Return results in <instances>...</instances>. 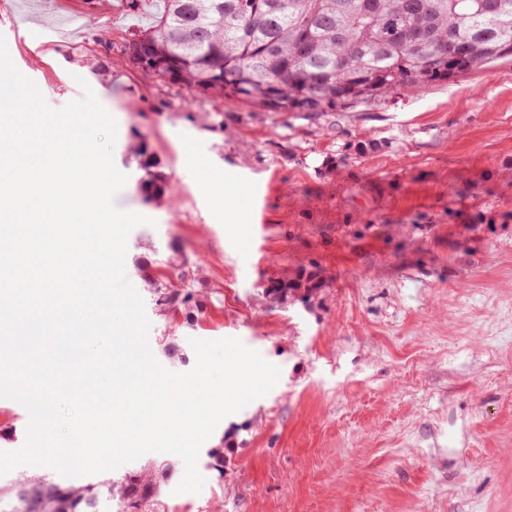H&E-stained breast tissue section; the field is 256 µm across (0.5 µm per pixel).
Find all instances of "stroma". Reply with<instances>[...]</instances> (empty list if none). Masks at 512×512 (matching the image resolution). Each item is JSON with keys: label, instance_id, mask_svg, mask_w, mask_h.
I'll return each mask as SVG.
<instances>
[{"label": "stroma", "instance_id": "35a3bbf8", "mask_svg": "<svg viewBox=\"0 0 512 512\" xmlns=\"http://www.w3.org/2000/svg\"><path fill=\"white\" fill-rule=\"evenodd\" d=\"M162 5L0 0L48 105L89 89L117 122V205L150 219L125 272L157 361L186 372L191 339L236 338L281 369L204 442L200 493H176L184 464L156 452L109 478L166 464V512H512V58L368 107L267 112L126 62ZM144 157L171 194L141 192ZM228 184L245 189L232 214ZM180 274L190 315L155 301ZM302 276L319 284L307 297L267 295ZM28 423L0 399V452Z\"/></svg>", "mask_w": 512, "mask_h": 512}]
</instances>
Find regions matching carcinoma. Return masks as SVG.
I'll use <instances>...</instances> for the list:
<instances>
[{
  "instance_id": "1",
  "label": "carcinoma",
  "mask_w": 512,
  "mask_h": 512,
  "mask_svg": "<svg viewBox=\"0 0 512 512\" xmlns=\"http://www.w3.org/2000/svg\"><path fill=\"white\" fill-rule=\"evenodd\" d=\"M417 8H409L410 3ZM164 0L152 30L125 46L129 62L152 56L154 74L196 94L235 99L267 112L314 116L448 82L512 55V0ZM141 189L164 192L143 163ZM298 289L272 281L278 300ZM163 308L197 306L183 276L159 282ZM83 486L35 481L26 512H153L154 474Z\"/></svg>"
}]
</instances>
